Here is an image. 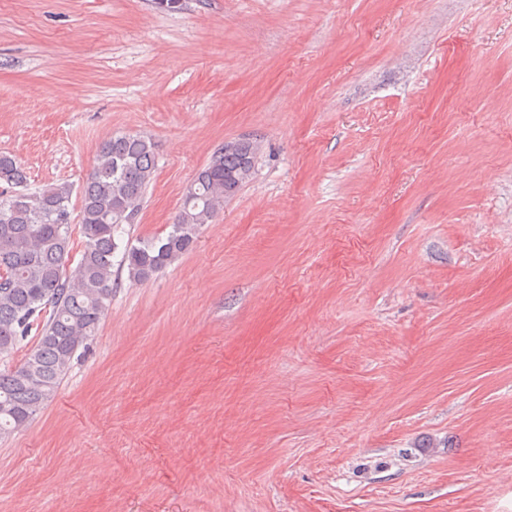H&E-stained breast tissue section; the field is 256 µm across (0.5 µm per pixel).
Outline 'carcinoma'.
Returning <instances> with one entry per match:
<instances>
[{
	"label": "carcinoma",
	"instance_id": "cac0c4a2",
	"mask_svg": "<svg viewBox=\"0 0 512 512\" xmlns=\"http://www.w3.org/2000/svg\"><path fill=\"white\" fill-rule=\"evenodd\" d=\"M258 154L250 138L232 150L219 148L185 192L172 230L125 246L118 227L136 220L157 167L150 137L117 134L100 144L76 218L70 185L31 192L24 168L0 155V357L13 356L30 333L37 336L20 364L0 371V440L30 423L95 336L112 303L116 253L130 282L151 280L194 247L198 228L231 199L224 178L233 172L248 182ZM74 223L84 247L70 273Z\"/></svg>",
	"mask_w": 512,
	"mask_h": 512
}]
</instances>
